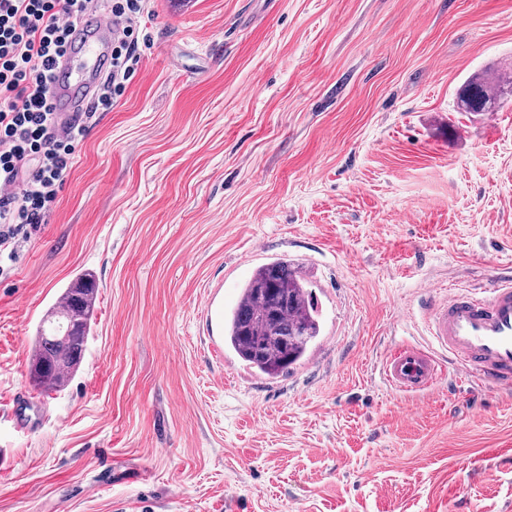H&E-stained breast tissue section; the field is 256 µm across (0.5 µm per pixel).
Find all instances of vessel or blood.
Here are the masks:
<instances>
[{
    "instance_id": "vessel-or-blood-1",
    "label": "vessel or blood",
    "mask_w": 512,
    "mask_h": 512,
    "mask_svg": "<svg viewBox=\"0 0 512 512\" xmlns=\"http://www.w3.org/2000/svg\"><path fill=\"white\" fill-rule=\"evenodd\" d=\"M111 19L103 11L85 15L74 27L65 54L50 81L49 104L59 121L91 111L111 70ZM431 336L450 361L464 365L483 385L512 389V277L500 276L488 288L427 294L422 301ZM440 366L423 349L405 346L390 354L383 376L397 393L431 392Z\"/></svg>"
}]
</instances>
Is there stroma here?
<instances>
[{
  "label": "stroma",
  "instance_id": "1",
  "mask_svg": "<svg viewBox=\"0 0 512 512\" xmlns=\"http://www.w3.org/2000/svg\"><path fill=\"white\" fill-rule=\"evenodd\" d=\"M124 96L0 277V512H512V391L429 347L427 291L512 272V0H146ZM277 258L322 331L269 378L214 343ZM97 291L79 371L34 386L46 311ZM504 86L512 88V80L493 78L487 71L478 73L465 83L458 95L457 106L465 112H489ZM440 371L437 360L430 353L413 346L396 350L382 365V373L389 387L405 395L431 392Z\"/></svg>",
  "mask_w": 512,
  "mask_h": 512
}]
</instances>
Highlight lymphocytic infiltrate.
<instances>
[{"label":"lymphocytic infiltrate","instance_id":"f902f5d3","mask_svg":"<svg viewBox=\"0 0 512 512\" xmlns=\"http://www.w3.org/2000/svg\"><path fill=\"white\" fill-rule=\"evenodd\" d=\"M91 0H0V275L45 224L71 175L88 121L58 130L51 71ZM112 74L96 106L110 110L139 62L144 0H110Z\"/></svg>","mask_w":512,"mask_h":512}]
</instances>
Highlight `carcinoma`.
Here are the masks:
<instances>
[{"label": "carcinoma", "instance_id": "cac0c4a2", "mask_svg": "<svg viewBox=\"0 0 512 512\" xmlns=\"http://www.w3.org/2000/svg\"><path fill=\"white\" fill-rule=\"evenodd\" d=\"M512 80L490 72L468 80L458 95L465 112H487ZM96 299L93 275L84 273L61 294L42 319L31 356L30 374L46 393L64 388L85 356ZM82 332L67 337L70 319ZM227 343L259 372L274 377L288 371L306 355L320 336L318 308L299 272L290 262L275 259L259 266L241 290L240 298L224 321Z\"/></svg>", "mask_w": 512, "mask_h": 512}]
</instances>
